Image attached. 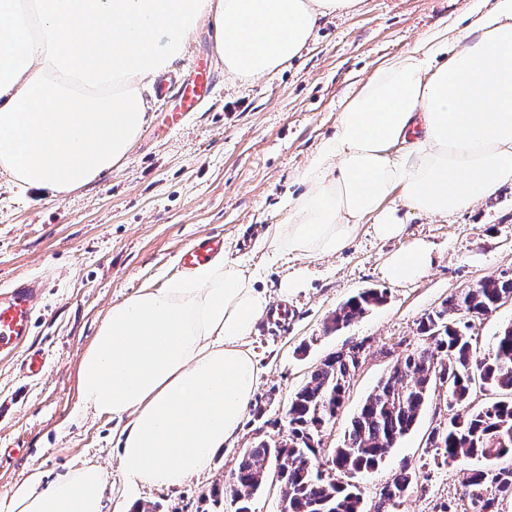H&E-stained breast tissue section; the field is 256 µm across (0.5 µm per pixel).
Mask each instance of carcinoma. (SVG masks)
<instances>
[{
	"mask_svg": "<svg viewBox=\"0 0 512 512\" xmlns=\"http://www.w3.org/2000/svg\"><path fill=\"white\" fill-rule=\"evenodd\" d=\"M509 300L512 277L491 276L425 314L417 328L421 344L402 351L352 418L343 444L326 449L322 430L340 411L366 349L360 342L329 354L290 397L285 438L245 449L229 483L202 498H226L234 512H252L254 497L273 478L281 489L279 512H367L362 491L345 478L378 466L433 397L445 400L448 411L431 442L444 462L512 459V325L486 354L477 352L469 334L472 321ZM385 301L383 291H363L336 308L327 330L347 327ZM477 390L508 399L475 407L471 397ZM321 456L327 458L325 470L315 464ZM414 478L415 470L403 467L381 489L380 503H398ZM463 498L465 512H505L504 504H512V465L471 471Z\"/></svg>",
	"mask_w": 512,
	"mask_h": 512,
	"instance_id": "cac0c4a2",
	"label": "carcinoma"
}]
</instances>
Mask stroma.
<instances>
[{"label": "stroma", "instance_id": "35a3bbf8", "mask_svg": "<svg viewBox=\"0 0 512 512\" xmlns=\"http://www.w3.org/2000/svg\"><path fill=\"white\" fill-rule=\"evenodd\" d=\"M469 5L362 0L353 13L321 19L297 57L251 81L225 75L210 30L200 28L183 61L161 78L176 88L199 69L215 75L214 91L182 126L168 125L175 97L155 96L128 158L112 173L61 197L0 177V289L22 278L46 281L27 348L48 358L45 374L34 381L21 374L27 349L0 358L1 498L30 467L51 479L88 458L107 474L102 512H117L124 488L112 439L116 424L79 414V363L112 303L182 274V251L202 235L222 236L225 259L256 271L270 306L287 304L288 324L258 322L249 339L262 380L236 440L203 475L174 489L138 492L139 502L157 505V512H231L229 504L202 501V494L223 484L245 448L280 439L289 397L321 359L363 341L369 354L322 437L324 447L342 445L352 416L395 365L400 346L417 342L420 318L485 277L512 275V185L447 221L407 214L399 238L378 240L361 230L336 256L287 260L263 242L269 225L287 222L282 199L298 192L297 173L335 132L340 100L383 60L463 16ZM416 240L431 249L427 273L387 281L385 260ZM302 268V288L284 293L285 277ZM367 288L386 291L385 304L327 331L336 308ZM446 414L444 402L432 401L375 470L356 476L367 504L408 465L416 483L394 512H441L445 505L463 512L466 471L486 462L475 458L461 467L427 447L428 433Z\"/></svg>", "mask_w": 512, "mask_h": 512}]
</instances>
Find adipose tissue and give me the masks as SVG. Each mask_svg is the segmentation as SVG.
Here are the masks:
<instances>
[{"mask_svg": "<svg viewBox=\"0 0 512 512\" xmlns=\"http://www.w3.org/2000/svg\"><path fill=\"white\" fill-rule=\"evenodd\" d=\"M358 0H0V170L68 194L129 155L147 82L170 70L202 24L225 72L243 80L296 57L319 19ZM270 249L314 259L368 228L401 236L403 210L445 219L512 184V0H473L341 103L336 131L296 176ZM416 241L384 278L423 276ZM268 301L239 264L213 258L113 303L78 369L79 404L120 420L132 488L176 487L238 434L261 371L246 346ZM103 470L31 468L0 512H101Z\"/></svg>", "mask_w": 512, "mask_h": 512, "instance_id": "obj_1", "label": "adipose tissue"}]
</instances>
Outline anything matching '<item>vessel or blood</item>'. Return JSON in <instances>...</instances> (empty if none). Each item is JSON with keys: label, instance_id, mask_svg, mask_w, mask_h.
Instances as JSON below:
<instances>
[{"label": "vessel or blood", "instance_id": "b4317fda", "mask_svg": "<svg viewBox=\"0 0 512 512\" xmlns=\"http://www.w3.org/2000/svg\"><path fill=\"white\" fill-rule=\"evenodd\" d=\"M204 87L194 84L180 88L179 109L173 112V124H181L187 113L197 111L203 98ZM224 247L223 238L214 235L199 237L181 256L184 267L192 268L211 259ZM45 291L44 283L38 278L14 281L0 293V356L14 354L25 344L31 334L38 301Z\"/></svg>", "mask_w": 512, "mask_h": 512}]
</instances>
